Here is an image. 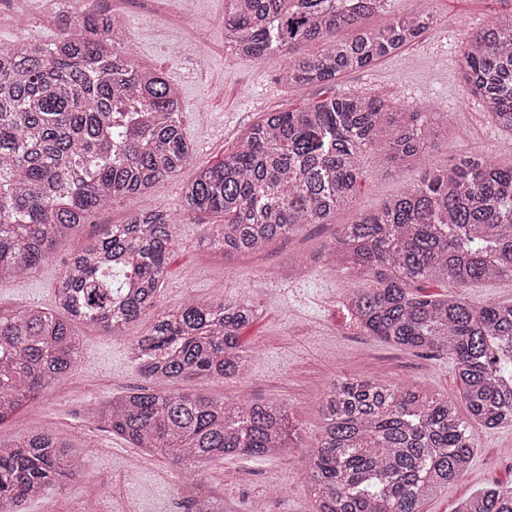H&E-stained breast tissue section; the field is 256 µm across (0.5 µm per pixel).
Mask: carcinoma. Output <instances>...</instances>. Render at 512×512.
Segmentation results:
<instances>
[{
  "label": "carcinoma",
  "instance_id": "carcinoma-1",
  "mask_svg": "<svg viewBox=\"0 0 512 512\" xmlns=\"http://www.w3.org/2000/svg\"><path fill=\"white\" fill-rule=\"evenodd\" d=\"M381 2L224 0V48L249 62L285 57L280 80L290 86H330L399 53L435 23L430 0H417L411 12L373 28L368 19ZM306 45L320 49L308 55ZM460 68L491 121L512 134V12L471 35ZM382 122L389 135L380 151L391 165L422 163L429 144L448 133L434 113L388 110L368 93L266 112L222 162L198 170L184 187L183 210L221 217L206 225L204 241L226 255L256 253L326 224L368 177L364 158ZM194 157L179 89L134 63L118 17L78 9L51 43L0 44V280L46 262L91 215L146 192ZM179 214L164 207L101 225L62 268L56 309L0 310V420L73 372L75 320L123 336L153 317L150 334L131 338L132 359L149 382L245 374L241 332L258 316L253 303L159 305ZM327 256L369 277L349 296L368 335L453 360L469 419L447 397L413 386L331 383L321 436L308 447L316 512H421L431 492L466 475L476 445L471 423L512 426V302L475 306L460 293H421L440 280L459 288L512 280V165L483 153L431 165L416 185L339 225ZM89 417L184 475L188 512H234L197 477L204 464L304 447L285 407L270 401L138 387L92 404ZM85 469L55 430L0 441V512H16ZM456 512H512V488L483 489Z\"/></svg>",
  "mask_w": 512,
  "mask_h": 512
}]
</instances>
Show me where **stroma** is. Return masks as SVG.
<instances>
[{
  "label": "stroma",
  "mask_w": 512,
  "mask_h": 512,
  "mask_svg": "<svg viewBox=\"0 0 512 512\" xmlns=\"http://www.w3.org/2000/svg\"><path fill=\"white\" fill-rule=\"evenodd\" d=\"M51 0H0V42L54 41L69 21L52 10ZM97 9L124 14L135 63L166 74L180 90L184 134L195 161L177 176L158 182L144 194L119 198L59 243L52 257L23 276L0 282V308L53 306L56 281L70 255L93 240L103 224H119L134 213L179 208L183 188L198 168L234 151L244 129L267 112L296 110L322 97L319 86L283 83L281 58L252 63L224 47V0H95ZM433 28L397 55L348 73L335 90L366 92L392 110L423 108L448 115V133L432 145L428 161L444 166L467 152L481 150L500 164L512 163L504 144L512 135L499 130L480 100L464 91L459 68L468 35L487 25L512 0H431ZM370 176L361 183L352 206L333 223L314 224L264 251L226 256L207 249L203 221L182 218L172 228L174 245L159 293L162 308L174 309L188 296L213 300L247 298L262 313L241 333L251 351L248 373L233 379H187L176 388L214 398L242 395L286 407L307 439L321 429L319 406L336 380L370 378L387 385L410 384L422 392L460 397L461 385L451 358L392 346L356 329L340 298L367 287L363 277L336 270L325 259V244L337 225L349 224L365 211L416 184L422 166L383 169L370 154ZM81 342L76 370L35 401L0 421V439L40 428L67 434L90 467L64 488L27 500L23 512H81L95 500L99 512H186L174 494L178 472L146 455L120 436L98 429L87 415L91 403L143 386L131 360L128 339L76 324ZM476 450L467 474L437 489L422 512H456L475 491L512 485V427L474 426ZM309 454L292 449L277 459L227 457L204 465L203 479L213 491L249 512L262 499L267 512H316L307 493Z\"/></svg>",
  "instance_id": "stroma-1"
}]
</instances>
